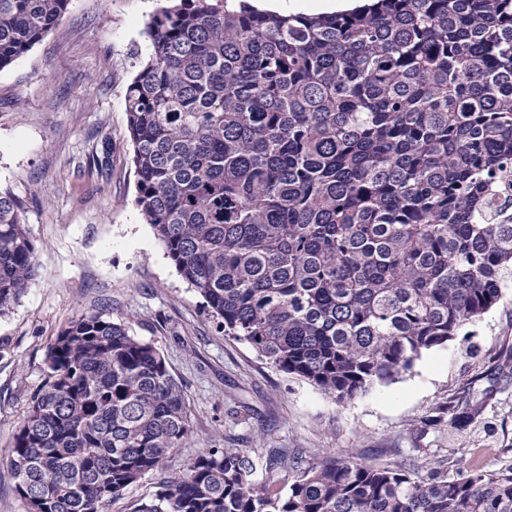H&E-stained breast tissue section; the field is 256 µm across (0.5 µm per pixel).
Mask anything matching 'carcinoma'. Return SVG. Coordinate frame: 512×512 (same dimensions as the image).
<instances>
[{
  "instance_id": "obj_1",
  "label": "carcinoma",
  "mask_w": 512,
  "mask_h": 512,
  "mask_svg": "<svg viewBox=\"0 0 512 512\" xmlns=\"http://www.w3.org/2000/svg\"><path fill=\"white\" fill-rule=\"evenodd\" d=\"M70 2L0 0V68ZM146 33L125 94L134 202L224 335L344 403L500 300L512 0L320 15L170 0ZM37 275L24 205L0 188V317ZM483 406L464 390L435 413L464 422ZM191 434L159 349L84 315L49 347L14 434L15 491L30 512H102ZM133 512H512V469L449 480L405 462L209 448Z\"/></svg>"
}]
</instances>
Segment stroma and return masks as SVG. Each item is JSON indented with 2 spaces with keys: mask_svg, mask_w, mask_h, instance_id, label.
I'll list each match as a JSON object with an SVG mask.
<instances>
[{
  "mask_svg": "<svg viewBox=\"0 0 512 512\" xmlns=\"http://www.w3.org/2000/svg\"><path fill=\"white\" fill-rule=\"evenodd\" d=\"M162 0H72L25 56L0 70V186L19 195L38 277L0 319V512H27L10 451L44 380L47 350L82 315L104 314L155 344L182 388L193 437L103 512H131L161 478L208 448H288L307 458L386 466L458 460L512 468V387L493 375L512 358V284L474 324L422 353L411 370L345 404L278 372L225 336L177 273L134 203L125 91L149 53L145 28ZM484 402L465 429L431 421L460 390Z\"/></svg>",
  "mask_w": 512,
  "mask_h": 512,
  "instance_id": "obj_1",
  "label": "stroma"
}]
</instances>
